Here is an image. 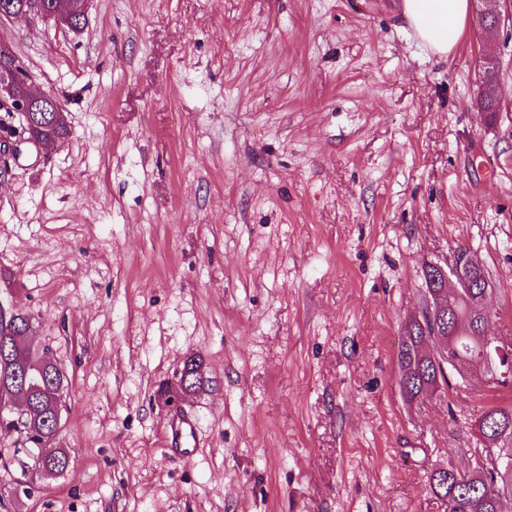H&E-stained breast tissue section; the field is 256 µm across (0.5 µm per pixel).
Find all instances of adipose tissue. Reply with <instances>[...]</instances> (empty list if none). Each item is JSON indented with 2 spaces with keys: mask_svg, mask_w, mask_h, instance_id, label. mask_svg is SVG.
<instances>
[{
  "mask_svg": "<svg viewBox=\"0 0 512 512\" xmlns=\"http://www.w3.org/2000/svg\"><path fill=\"white\" fill-rule=\"evenodd\" d=\"M404 14L431 51L449 54L468 21V0H404Z\"/></svg>",
  "mask_w": 512,
  "mask_h": 512,
  "instance_id": "adipose-tissue-1",
  "label": "adipose tissue"
}]
</instances>
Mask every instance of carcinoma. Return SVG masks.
<instances>
[{"instance_id":"carcinoma-1","label":"carcinoma","mask_w":512,"mask_h":512,"mask_svg":"<svg viewBox=\"0 0 512 512\" xmlns=\"http://www.w3.org/2000/svg\"><path fill=\"white\" fill-rule=\"evenodd\" d=\"M80 0H0L17 13L49 14L59 17L66 28L79 31L86 24V12L78 10ZM481 93L482 109L493 112L497 106L494 70H485ZM31 133L45 140L59 141L71 133L67 119H58L53 112L35 113ZM482 290L463 288L452 296L447 320L433 329L425 312L411 317L403 328L397 361L400 389L408 402L439 397L445 389L463 382L455 364L473 368L482 360V339L473 335L474 321H487L490 309L476 311ZM447 343V358L433 359L425 355L426 346ZM190 371L187 381H179L181 394L196 391L204 384L200 360H187L182 371ZM67 377L52 350L34 343L33 319L19 310L6 320L0 319V397L27 402L25 416L17 419L0 414V429L13 431L19 438L18 451L33 458L32 469H46L53 477L66 470L69 459L65 449L57 447L59 428L56 417L62 415V396ZM480 433L495 443L502 442L512 453V406L489 407L476 419ZM434 496L447 504V512H501L502 496L512 495V472L457 471L437 467L427 476Z\"/></svg>"}]
</instances>
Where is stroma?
Here are the masks:
<instances>
[{"instance_id":"obj_1","label":"stroma","mask_w":512,"mask_h":512,"mask_svg":"<svg viewBox=\"0 0 512 512\" xmlns=\"http://www.w3.org/2000/svg\"><path fill=\"white\" fill-rule=\"evenodd\" d=\"M401 3L91 0L78 33L0 23L72 128L0 175V300L69 381L62 475L14 494L28 460L0 431L10 512H445L428 473L473 466L471 416L512 388L410 405L397 352L424 266L462 246L512 342V6H470L440 56ZM190 356L208 386L163 405Z\"/></svg>"}]
</instances>
